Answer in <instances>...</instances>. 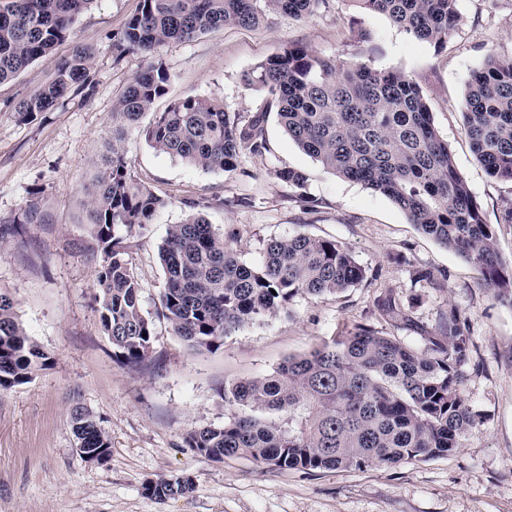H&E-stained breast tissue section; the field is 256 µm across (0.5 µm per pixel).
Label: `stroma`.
<instances>
[{"instance_id":"stroma-1","label":"stroma","mask_w":512,"mask_h":512,"mask_svg":"<svg viewBox=\"0 0 512 512\" xmlns=\"http://www.w3.org/2000/svg\"><path fill=\"white\" fill-rule=\"evenodd\" d=\"M140 0H94L71 38L0 84V290L10 292L28 334L52 357L27 383L0 390V512H512V306L485 288L477 270L422 233L387 197L324 170L268 120V149L243 153L228 174L191 167L153 150L144 137L126 141L138 178L168 199L141 236L132 262L145 310L165 286L159 247L180 223L187 198L212 205L213 229L233 235L242 261L259 264L267 240L297 234L348 246L368 277L340 295L296 296L288 314L243 327L220 346L191 350L157 323L149 360L132 368L117 360L94 301L99 255L88 251L87 189L109 137L112 106L127 83L155 62L175 74L153 109L199 96L243 114L263 104L241 74L293 43L324 57L360 60L411 76L455 167L469 184L497 250L512 268V182L490 177L463 128L467 83L489 55L512 53V0H458L460 20L444 46L423 41L385 15L356 12L328 0L308 18L285 17L254 28L227 26L145 55L115 57ZM367 32L369 41L358 39ZM91 48L89 90L68 95L52 111L21 120L16 103L53 77L76 46ZM308 173L302 188L276 170ZM38 191L41 222L26 235L14 217ZM393 293L412 323L393 327L376 302ZM471 338L461 368L462 396L476 419L453 454L394 468L280 470L246 458L218 462L186 448L191 429L220 425L229 407L224 388L274 373L291 356L353 331L360 324L400 337L419 351L449 308ZM83 405L102 420L110 457L87 462L76 448L70 410ZM160 476L188 477L193 491L175 499L147 496Z\"/></svg>"}]
</instances>
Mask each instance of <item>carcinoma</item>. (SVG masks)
<instances>
[{"mask_svg":"<svg viewBox=\"0 0 512 512\" xmlns=\"http://www.w3.org/2000/svg\"><path fill=\"white\" fill-rule=\"evenodd\" d=\"M94 0H0V84L9 82L70 36ZM328 0H140L112 48L153 53L224 26L255 27L275 17L302 20ZM381 13L414 37L445 45L459 21L458 0H346ZM93 53L87 47L57 62L52 79L15 106L24 119L50 111L67 93L84 89ZM171 74L161 66L134 76L113 104L111 136L98 162L89 199L90 237L102 257L95 302L116 358L130 365L150 353L155 321L195 348L275 318L298 294L337 295L367 279L349 248L297 234L270 239L259 264L244 263L231 241L212 230L203 202L183 200L186 218L171 225L159 248L166 288L155 313L144 310L132 254L168 199L140 181L125 152L132 133L150 146L204 170L233 173L240 155L268 149L274 112L288 136L323 169L389 198L411 223L473 264L483 285L512 304L494 232L458 173L448 142L433 124L420 86L398 70L376 69L317 55L291 44L242 75L264 93L255 112H230L211 98L187 96L153 121L142 118L166 93ZM464 131L493 178L512 182V55L490 56L473 73L464 98ZM296 189L306 173L279 169ZM380 313L406 320L392 295ZM418 351L370 325L288 358L274 373L224 389L231 411L224 424L190 430L185 445L212 460L245 456L279 469L341 470L391 466L446 456L476 420L461 392L460 368L471 352L459 311L451 307ZM51 357L26 333L16 301L0 291V390L28 382ZM70 418L78 448L105 461L111 438L100 418L76 405ZM189 477H161L144 493L159 500L185 496Z\"/></svg>","mask_w":512,"mask_h":512,"instance_id":"cac0c4a2","label":"carcinoma"}]
</instances>
